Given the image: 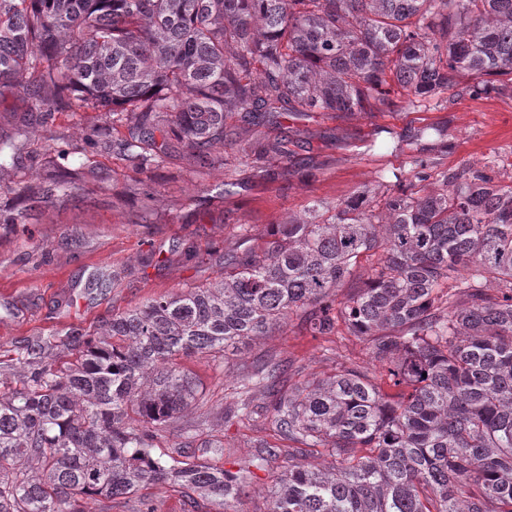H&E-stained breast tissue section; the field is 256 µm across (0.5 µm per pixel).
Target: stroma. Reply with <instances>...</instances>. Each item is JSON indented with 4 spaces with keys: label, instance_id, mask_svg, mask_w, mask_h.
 <instances>
[{
    "label": "stroma",
    "instance_id": "stroma-1",
    "mask_svg": "<svg viewBox=\"0 0 512 512\" xmlns=\"http://www.w3.org/2000/svg\"><path fill=\"white\" fill-rule=\"evenodd\" d=\"M105 113L39 112L26 89L0 96V133L21 159L0 169V211L27 208L25 230H0V380L7 351L49 334L94 331L112 314L173 295L224 272V254L267 240L273 225L312 203L333 205L362 187L392 182L410 157L438 170L493 163L512 181V96L462 95L437 109L282 115L270 137L300 129L290 163L237 157L249 135L240 114L226 120L220 153L229 165L201 167L185 148L157 140L159 164L134 171L100 136ZM68 192L41 196L51 180ZM234 185L225 194V182ZM325 339L290 317L271 335L240 344L234 361L291 360L303 376L336 371ZM200 383L209 415L222 412L233 378L205 360H183Z\"/></svg>",
    "mask_w": 512,
    "mask_h": 512
}]
</instances>
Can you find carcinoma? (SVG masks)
<instances>
[{"instance_id":"obj_1","label":"carcinoma","mask_w":512,"mask_h":512,"mask_svg":"<svg viewBox=\"0 0 512 512\" xmlns=\"http://www.w3.org/2000/svg\"><path fill=\"white\" fill-rule=\"evenodd\" d=\"M21 82L46 112L112 114L104 135L140 170L165 114L200 166L232 112L251 128L241 157L286 161L290 132H264L286 112L512 89V0H0V87ZM394 178L289 217L224 255V276L114 314L93 340L17 347L0 512H87L154 485L228 512L254 469L272 478L264 512H512V184L421 157ZM362 257L363 285L337 299ZM293 314L313 336L363 339L373 366L290 385L285 360L241 364L224 422L254 429L260 390L267 427L243 435L255 452L238 470L186 452L237 453L207 415L156 452L161 427L207 404L178 360L225 369Z\"/></svg>"}]
</instances>
